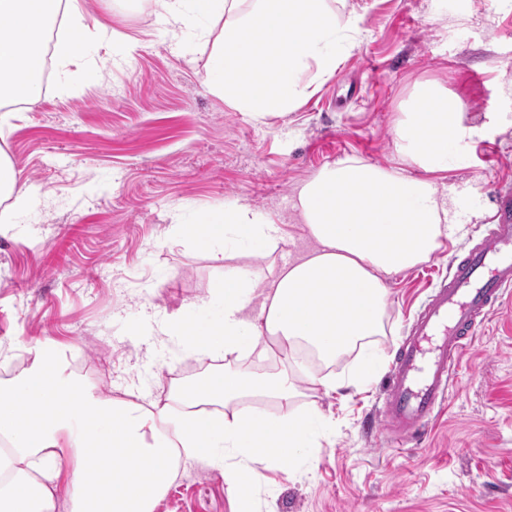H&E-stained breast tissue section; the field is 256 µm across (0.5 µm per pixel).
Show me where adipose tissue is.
Returning <instances> with one entry per match:
<instances>
[{
	"instance_id": "adipose-tissue-1",
	"label": "adipose tissue",
	"mask_w": 512,
	"mask_h": 512,
	"mask_svg": "<svg viewBox=\"0 0 512 512\" xmlns=\"http://www.w3.org/2000/svg\"><path fill=\"white\" fill-rule=\"evenodd\" d=\"M243 0H153L157 22L174 48L204 25L237 15ZM81 20L84 0H0V97L20 93L36 101L42 87L39 48L48 19ZM469 130L459 99L431 81L417 83L412 107L396 127L397 148L419 176L356 158L323 167L298 189L295 207L312 241L261 284L243 256L265 257L285 239L281 224L238 207L200 215L193 245L224 262V278L210 295L224 308L217 325L171 318L166 335L185 340L194 355L283 354L289 368L248 376L212 374L199 391L173 392L169 403L134 395L104 398L69 373L66 359L42 348L15 379L0 382V512H153L182 460L223 468L245 493L255 479L257 450L280 462L315 447L319 416L289 410L308 345L327 362L366 336L385 330L389 276L426 262L466 223L467 187L440 190L448 146ZM259 301L257 316L247 307ZM276 400L270 418L253 397ZM69 489L57 502L60 485Z\"/></svg>"
}]
</instances>
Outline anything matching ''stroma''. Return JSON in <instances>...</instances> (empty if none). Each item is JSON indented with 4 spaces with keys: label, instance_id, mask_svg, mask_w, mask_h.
Masks as SVG:
<instances>
[{
    "label": "stroma",
    "instance_id": "1",
    "mask_svg": "<svg viewBox=\"0 0 512 512\" xmlns=\"http://www.w3.org/2000/svg\"><path fill=\"white\" fill-rule=\"evenodd\" d=\"M362 33L333 75L288 114L255 120L205 84L215 38L184 52L149 0H87L85 42L54 62L39 99L0 109V148L28 208L0 223V378L18 376L54 346L104 397L166 398L201 358L163 327L175 312L215 325L224 277L175 227L203 212L246 207L286 237L247 266L271 281L306 248L296 188L323 166L355 157L400 169L395 125L414 86L433 81L461 98L465 126L451 145L448 183L467 186L474 219L426 264L390 276L387 323L373 339L376 375L331 390L358 356L310 367L294 410L315 409L317 447L297 460L258 456L237 496L222 470L181 463L154 512H512V294L462 353L450 397L416 439L366 432L386 397L388 366L414 312L448 264L486 232L479 214L512 183V5L500 0H327ZM137 37L134 52L124 36Z\"/></svg>",
    "mask_w": 512,
    "mask_h": 512
}]
</instances>
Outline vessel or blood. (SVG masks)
I'll return each instance as SVG.
<instances>
[{
	"label": "vessel or blood",
	"instance_id": "b4317fda",
	"mask_svg": "<svg viewBox=\"0 0 512 512\" xmlns=\"http://www.w3.org/2000/svg\"><path fill=\"white\" fill-rule=\"evenodd\" d=\"M486 235L456 257L409 324L388 370L384 429L405 441L444 406L461 353L512 289V189L497 192Z\"/></svg>",
	"mask_w": 512,
	"mask_h": 512
}]
</instances>
